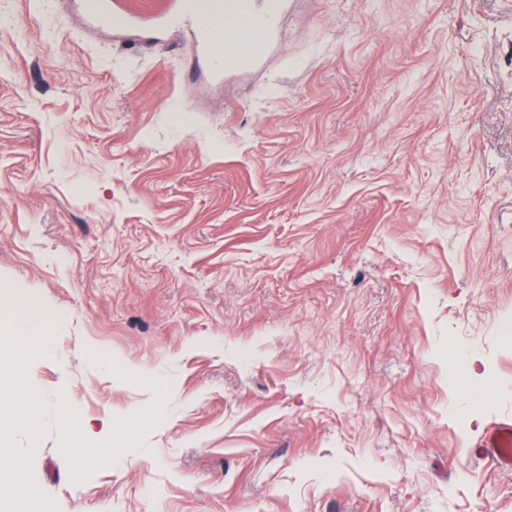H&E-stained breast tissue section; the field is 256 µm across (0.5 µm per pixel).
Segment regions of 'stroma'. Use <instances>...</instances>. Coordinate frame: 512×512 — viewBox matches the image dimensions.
<instances>
[{
	"label": "stroma",
	"mask_w": 512,
	"mask_h": 512,
	"mask_svg": "<svg viewBox=\"0 0 512 512\" xmlns=\"http://www.w3.org/2000/svg\"><path fill=\"white\" fill-rule=\"evenodd\" d=\"M282 2L229 71L183 0H0V290L55 346L0 378L42 405L0 512H512L469 455L512 413V0ZM60 404L164 413L78 469ZM278 13V1L273 0L271 12L267 20L261 25L260 31L252 38V43L255 45L251 56L252 61L260 57L264 43L273 34Z\"/></svg>",
	"instance_id": "35a3bbf8"
}]
</instances>
